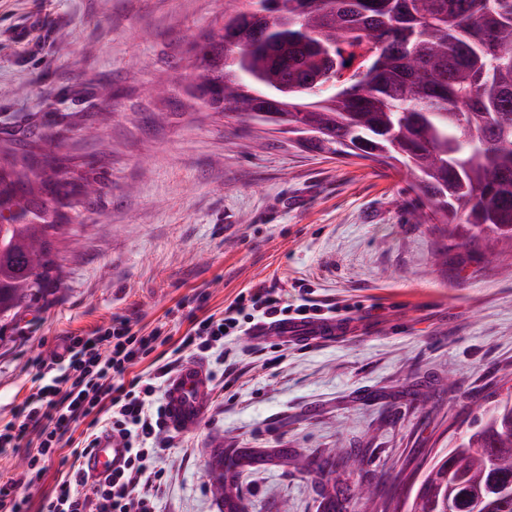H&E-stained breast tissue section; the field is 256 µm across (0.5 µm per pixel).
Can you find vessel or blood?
Here are the masks:
<instances>
[{
  "instance_id": "obj_1",
  "label": "vessel or blood",
  "mask_w": 512,
  "mask_h": 512,
  "mask_svg": "<svg viewBox=\"0 0 512 512\" xmlns=\"http://www.w3.org/2000/svg\"><path fill=\"white\" fill-rule=\"evenodd\" d=\"M336 325L333 319L288 320L259 325L253 334L259 338L272 336L307 344L335 335ZM211 399L212 379L207 362L198 357L183 361L165 382V430L178 434L195 432L210 408ZM127 456L124 441L104 432L99 435L93 451L82 459L81 465L88 480L98 481L120 468Z\"/></svg>"
}]
</instances>
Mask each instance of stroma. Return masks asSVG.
<instances>
[{
	"mask_svg": "<svg viewBox=\"0 0 512 512\" xmlns=\"http://www.w3.org/2000/svg\"><path fill=\"white\" fill-rule=\"evenodd\" d=\"M243 2L0 0V139L67 126L57 156L102 186L93 206L65 208L61 278L0 341V427L68 337L127 316L177 342L242 289L274 283L292 302L336 303L348 331L307 346L242 332L207 355L213 402L155 458L157 512H220L209 483L219 450L240 461L248 512H325L330 481L397 504L512 386V264L415 223L406 171L309 151L188 97L189 36ZM17 86L27 94L11 95ZM342 446L359 467L317 472ZM68 454L23 487L28 512H42ZM376 504L350 496L336 509Z\"/></svg>",
	"mask_w": 512,
	"mask_h": 512,
	"instance_id": "obj_1",
	"label": "stroma"
}]
</instances>
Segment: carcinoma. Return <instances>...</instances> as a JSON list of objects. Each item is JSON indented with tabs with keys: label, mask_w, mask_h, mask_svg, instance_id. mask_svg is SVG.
Instances as JSON below:
<instances>
[{
	"label": "carcinoma",
	"mask_w": 512,
	"mask_h": 512,
	"mask_svg": "<svg viewBox=\"0 0 512 512\" xmlns=\"http://www.w3.org/2000/svg\"><path fill=\"white\" fill-rule=\"evenodd\" d=\"M223 36H200L198 68L224 115L248 91L298 89L255 106L324 129L310 147L401 165L412 176L415 223L452 228L465 249L509 243L512 259V0H246ZM35 126L11 137L21 168L0 172V324L60 279L53 236L70 191ZM211 487L224 486V452ZM430 482L462 480L494 512H512V396L431 467Z\"/></svg>",
	"instance_id": "cac0c4a2"
}]
</instances>
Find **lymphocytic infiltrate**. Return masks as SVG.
Instances as JSON below:
<instances>
[{
	"mask_svg": "<svg viewBox=\"0 0 512 512\" xmlns=\"http://www.w3.org/2000/svg\"><path fill=\"white\" fill-rule=\"evenodd\" d=\"M327 314L309 300L289 304L282 289L261 285L239 293L222 317L210 315L196 322L180 346L206 353L223 346L225 337L241 332L248 322ZM165 342L161 327L146 332L131 318L120 316L92 335L71 337L63 354L40 364L34 389L16 411L17 423L0 428L1 451L29 447V483L42 479L44 458L59 448L72 424L96 411L103 415L100 425L90 426L81 446L72 450L69 470L53 489L47 512H155L156 479L148 464L166 445L164 404L155 398V383L167 378L171 366H156L155 380L149 384L134 379L124 385L120 379ZM102 430L122 437L130 453L122 470L91 484L80 461Z\"/></svg>",
	"mask_w": 512,
	"mask_h": 512,
	"instance_id": "lymphocytic-infiltrate-1",
	"label": "lymphocytic infiltrate"
}]
</instances>
